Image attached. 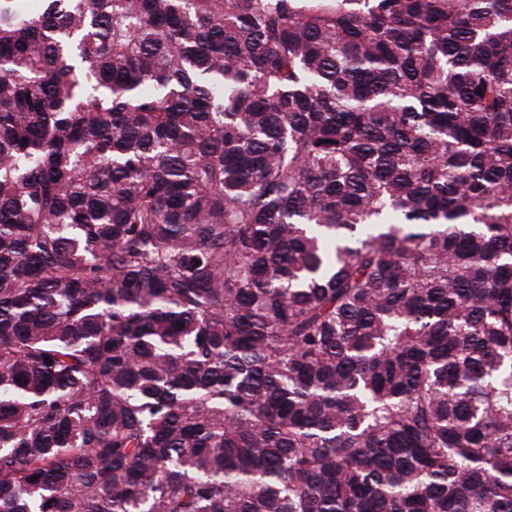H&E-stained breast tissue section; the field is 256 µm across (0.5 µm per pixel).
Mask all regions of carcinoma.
I'll return each mask as SVG.
<instances>
[{
    "label": "carcinoma",
    "instance_id": "1",
    "mask_svg": "<svg viewBox=\"0 0 512 512\" xmlns=\"http://www.w3.org/2000/svg\"><path fill=\"white\" fill-rule=\"evenodd\" d=\"M0 512H512V0H0Z\"/></svg>",
    "mask_w": 512,
    "mask_h": 512
}]
</instances>
